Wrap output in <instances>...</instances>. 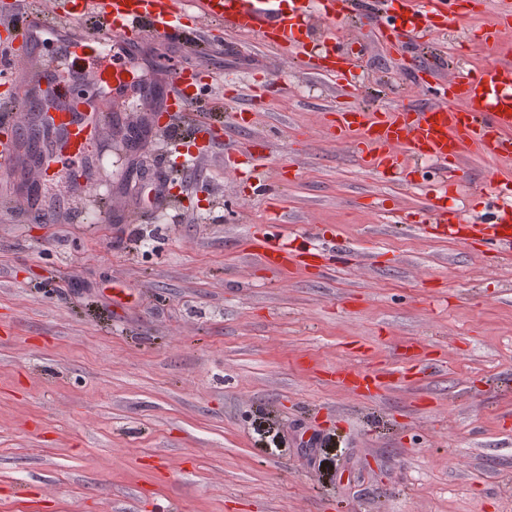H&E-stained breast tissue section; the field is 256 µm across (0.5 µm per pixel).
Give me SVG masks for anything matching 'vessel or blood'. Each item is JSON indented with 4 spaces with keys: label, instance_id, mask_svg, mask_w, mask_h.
<instances>
[{
    "label": "vessel or blood",
    "instance_id": "b4317fda",
    "mask_svg": "<svg viewBox=\"0 0 512 512\" xmlns=\"http://www.w3.org/2000/svg\"><path fill=\"white\" fill-rule=\"evenodd\" d=\"M402 10L392 18L387 40L430 36L448 23V0H401ZM179 0H58V25L46 22L39 10L20 12L11 24L12 41L0 45V83L15 86L16 110L0 112V121L15 123L16 135L0 141V166L18 164L19 141L29 127H37L43 141L32 154L35 176L55 180L61 171L77 168L104 132L129 125L127 114L114 112L112 94L131 91L135 82L128 56L119 52L131 40L150 37L171 38L176 29ZM205 18L224 23L237 32L259 30L270 45L294 48L301 66L311 73L330 78L349 106L336 114L335 139L345 143L360 135L356 153L361 167L397 170L407 161H428L452 165L468 152L495 160L512 158V62L492 60L480 69L456 66L448 80L446 94L410 114L389 109L368 110L355 105L357 95L355 56L335 39L315 42L316 22L335 25L345 11V0H201ZM54 38L58 57L82 55L83 66L64 72L56 60L37 59L23 85H16L12 67L21 59L20 45H43ZM195 65L188 60L176 68L164 84L161 110L165 113L197 112L201 119L198 135L209 132L204 120L206 88L189 82ZM24 112L15 121V112ZM448 190L435 194L436 212L430 235L440 240H463L474 235L483 245H512V212L503 211L497 221L467 230L457 224L447 205ZM257 255L264 263L285 266L295 256L286 243L265 240ZM401 368L386 367L378 372L339 367L326 377L354 395L378 396L392 381L406 377Z\"/></svg>",
    "mask_w": 512,
    "mask_h": 512
}]
</instances>
